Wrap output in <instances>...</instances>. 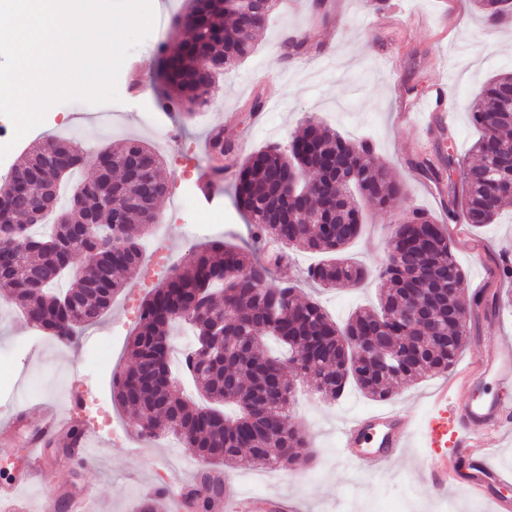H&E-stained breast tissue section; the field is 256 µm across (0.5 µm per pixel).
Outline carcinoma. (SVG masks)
Segmentation results:
<instances>
[{"mask_svg": "<svg viewBox=\"0 0 512 512\" xmlns=\"http://www.w3.org/2000/svg\"><path fill=\"white\" fill-rule=\"evenodd\" d=\"M256 0L248 22L225 0H191L173 26L191 32L162 52L157 73L159 102H176L191 115L209 103L224 70L247 57L272 6ZM485 22L512 17V0H474ZM206 60L222 63L209 71ZM512 73L491 77L471 107L481 130L477 160L464 165L451 151L422 157L414 170L448 184V220L462 209L474 228L491 224L512 205ZM291 149H259L240 164L232 200L257 236L283 248L322 255L308 278L324 288L359 284L374 275L384 288L378 308L354 312L336 324L312 299H301L291 281H273L274 266L250 249L209 241L158 283L141 304L127 343L128 364L116 373L112 391L139 417L138 434L157 436L159 426L180 436L195 457L226 467L310 468L318 459L311 438L292 425L291 381L286 372L335 400L356 384L387 399L399 384L445 375L471 337V314L480 299L465 294V274L444 225L419 209L409 212L388 239L386 257L374 271L347 257L361 231L356 196L385 207L403 191L377 164L368 141H353L312 119L292 136ZM122 161L121 177L94 176L91 156ZM69 160L63 176L80 175L66 204L43 178L44 170ZM306 170L313 187L288 192L294 172ZM160 156L131 139L116 149L93 152L65 138L35 144L0 187V291L26 321L67 345L97 322L125 288L118 278L144 261L143 238L158 220L166 196ZM96 225L95 234L84 225ZM416 299L431 310L418 325L402 317ZM192 327L194 345L185 367L200 405L183 398L169 365L177 324ZM224 330V355L214 349L215 329ZM276 336L288 357L267 353L264 338ZM198 512H212L224 483L197 474L189 488Z\"/></svg>", "mask_w": 512, "mask_h": 512, "instance_id": "carcinoma-1", "label": "carcinoma"}]
</instances>
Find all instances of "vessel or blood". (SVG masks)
<instances>
[{"mask_svg":"<svg viewBox=\"0 0 512 512\" xmlns=\"http://www.w3.org/2000/svg\"><path fill=\"white\" fill-rule=\"evenodd\" d=\"M415 111L427 114L440 149L448 147L446 122L451 109L444 83H436L432 93L415 103ZM492 380L497 391L486 395L481 384ZM434 411L422 428H415L411 418L398 410H382L356 417L339 431L341 453L365 471L387 465L413 443L430 449V461L423 466V476L437 491L456 488L469 495L492 500L497 512H512V498L503 496V487L512 485V473L495 466L490 456L494 436L512 431V348L495 336L480 337L477 351L467 370L456 376L452 386H440L432 394ZM82 411L81 396H73L66 412L45 411L29 441L27 469L0 503L10 504L22 488L35 484L44 468V446L68 433L72 421ZM99 436L85 428L73 451L79 465L93 460Z\"/></svg>","mask_w":512,"mask_h":512,"instance_id":"1","label":"vessel or blood"}]
</instances>
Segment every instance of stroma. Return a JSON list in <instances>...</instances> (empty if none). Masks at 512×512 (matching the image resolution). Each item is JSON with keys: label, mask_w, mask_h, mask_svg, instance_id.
<instances>
[{"label": "stroma", "mask_w": 512, "mask_h": 512, "mask_svg": "<svg viewBox=\"0 0 512 512\" xmlns=\"http://www.w3.org/2000/svg\"><path fill=\"white\" fill-rule=\"evenodd\" d=\"M309 3L277 0L270 23L257 34L252 55L220 79L206 120H187L179 112L162 109L147 119L142 100L155 96L151 79L159 56L145 41L130 52L117 82L120 111L87 103L61 104L12 148L11 164L22 163L29 145L44 135L69 138L88 149L119 146L131 138L151 144L162 156L169 183L158 206L159 221L168 227L169 252L182 261L194 242L187 235L188 220L178 210V194L187 189L196 195L209 160L211 130L222 129L225 141L235 145V155L224 160L233 173L249 153L271 144L287 145L299 124L311 117L345 138L369 141L375 159L405 186L388 209L362 207L365 226L352 252L368 264L379 263L393 227L410 210L417 208L440 220L448 200L444 193L428 191V178L413 174L417 158L433 156L435 137L426 124L403 123L399 105L415 103L428 96L436 82L446 81L454 103L448 137L459 158H470L479 130L470 119L469 106L492 76L512 70V25L488 26L473 0H324L321 14ZM288 34L303 38L304 46L287 58L281 43ZM257 97L264 102L258 117L250 110ZM194 203L201 218L213 224L212 238L261 252V243L253 242L228 192L216 194L210 203L196 195ZM451 242L465 272L467 292L494 288L500 255L512 250V209H506L499 223L465 227ZM316 262L315 255L294 248L274 275L297 281L301 297L317 299L339 322L358 307L377 305L379 285L374 279L355 288H317L306 278L307 268ZM165 275L162 269L142 268L128 278L111 311L85 328L74 344L46 336L15 363L19 401L13 408L0 406V421L22 418L25 430L11 448L0 451V487L11 483L25 464L26 429L36 424L41 408H66L74 378L88 385L87 405L101 411L106 421L98 429L101 446L90 466H73L65 453L47 452L46 484L23 493L13 512H50L55 506L69 512L68 501L88 485L98 490L101 512H139L148 486L173 478L192 483L200 470L196 458L180 450L177 472L168 474L165 437L139 443L136 412L113 402L109 374L89 368L96 349L110 351L113 365L125 362L141 300ZM438 382L434 376L404 383L388 400L371 398L351 386L331 402L298 383L295 424L313 440L319 463L277 474L232 468L231 488L288 504L296 512H404L408 507L413 512H443L450 501L457 512H492L486 500L454 490L443 495L419 479L416 466L423 455L416 449L376 474L359 471L337 449L341 425L365 413L399 406L415 421H423L429 411L428 395Z\"/></svg>", "instance_id": "obj_1"}]
</instances>
